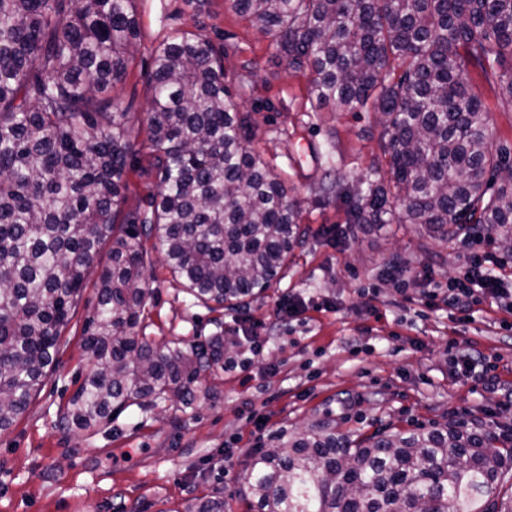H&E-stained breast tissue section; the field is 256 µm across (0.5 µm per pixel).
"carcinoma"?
Instances as JSON below:
<instances>
[{
	"label": "carcinoma",
	"mask_w": 512,
	"mask_h": 512,
	"mask_svg": "<svg viewBox=\"0 0 512 512\" xmlns=\"http://www.w3.org/2000/svg\"><path fill=\"white\" fill-rule=\"evenodd\" d=\"M135 0H0V431L29 408L88 280L83 349L99 362L62 420L105 427L133 405L190 406L224 365V336L158 348L136 327L154 240L194 303L240 307L282 276L303 243L301 200L253 148L224 83V52L201 33L159 47L146 140L159 187L117 223L136 152L116 94L139 38ZM295 72L314 109L364 108L382 128L352 224H413L441 239L481 224L512 252V153L492 148L478 68L512 106V0H230ZM106 262H101L102 252ZM512 431L450 421L358 441L329 427L254 453L253 512H512Z\"/></svg>",
	"instance_id": "cac0c4a2"
}]
</instances>
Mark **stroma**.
Wrapping results in <instances>:
<instances>
[{"instance_id": "obj_1", "label": "stroma", "mask_w": 512, "mask_h": 512, "mask_svg": "<svg viewBox=\"0 0 512 512\" xmlns=\"http://www.w3.org/2000/svg\"><path fill=\"white\" fill-rule=\"evenodd\" d=\"M140 36L121 95L142 120L155 49L179 30L201 31L224 52V81L251 116L253 147L295 187L307 230L280 284L247 305L212 311L191 305L158 252H149L150 300L141 334L153 345L206 340L223 332V368L204 374L191 407L117 412L80 431L60 417L97 364L82 349L96 307L88 283L63 331L57 364L28 411L0 433V512H187L196 499L223 497L227 512H249L246 467L278 437L322 425L337 434L410 431L452 420L512 427V315L476 306L469 322L423 296L462 276V240H439L390 224H352L344 199L323 201L320 183L355 185L369 174L381 128L372 112L312 110L310 74L286 66L269 39L230 0H135ZM470 81L489 112L490 142L512 151V108L500 105L478 72ZM145 132L130 158L120 216L144 210L158 190ZM399 262L404 282L385 278ZM300 297L276 324L284 294ZM258 337L261 354L234 342ZM476 344L499 378L486 389L458 368V345Z\"/></svg>"}]
</instances>
